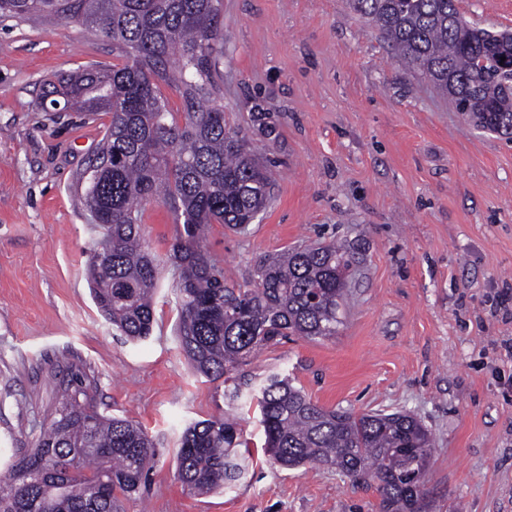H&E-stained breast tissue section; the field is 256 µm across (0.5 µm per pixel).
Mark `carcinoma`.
I'll list each match as a JSON object with an SVG mask.
<instances>
[{
	"mask_svg": "<svg viewBox=\"0 0 512 512\" xmlns=\"http://www.w3.org/2000/svg\"><path fill=\"white\" fill-rule=\"evenodd\" d=\"M412 72L424 75L470 124L512 137V33L471 25L456 0H348ZM221 0H0V16H57L124 49L121 66H87L44 83L43 97L111 122L88 170L86 202L103 236L88 272L101 314L131 341L151 335L163 264L143 235L146 204L163 201L182 222L169 257L179 349L195 373L233 381L256 350L286 336L336 335L353 256L336 243L302 246L259 263L242 288L204 247L209 224L246 230L270 203L266 162L226 128L220 91ZM182 93L168 111L159 83ZM256 404L266 452L284 469L319 464L375 486L380 512H427L429 429L398 411L328 410L286 378L270 375ZM236 427L189 424L175 455L196 493L245 476ZM155 443L133 422L99 412L89 377L75 368L60 387L50 423L32 448L13 454L0 477V512H122L146 487Z\"/></svg>",
	"mask_w": 512,
	"mask_h": 512,
	"instance_id": "carcinoma-1",
	"label": "carcinoma"
}]
</instances>
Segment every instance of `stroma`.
<instances>
[{"label":"stroma","instance_id":"1","mask_svg":"<svg viewBox=\"0 0 512 512\" xmlns=\"http://www.w3.org/2000/svg\"><path fill=\"white\" fill-rule=\"evenodd\" d=\"M470 22L512 30V0H458ZM224 117L271 164L274 197L244 233L204 245L246 287L260 259L314 241L357 250L335 337L291 336L237 374L242 397L196 375L178 347L167 264L179 226L144 210L164 259L152 335L128 342L98 311L87 262L102 236L84 171L110 117L42 104L41 82L122 63L115 45L55 16L0 18V460L33 447L71 368L99 411L156 444L126 512H379V495L335 469L288 470L264 452L252 390L287 375L322 407L406 411L433 436L430 512H512V140L474 129L405 70L346 0H223ZM232 418L247 476L190 493L174 454L191 421Z\"/></svg>","mask_w":512,"mask_h":512}]
</instances>
